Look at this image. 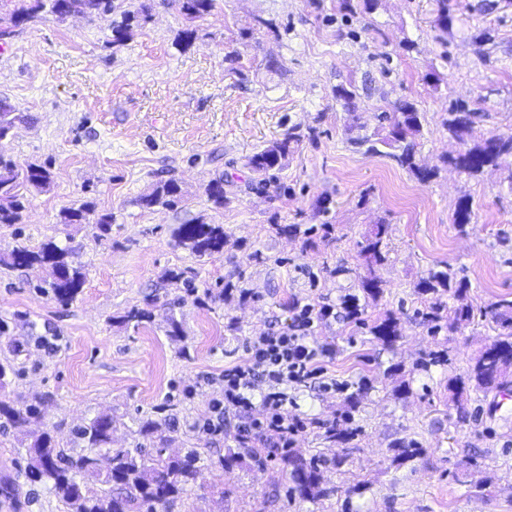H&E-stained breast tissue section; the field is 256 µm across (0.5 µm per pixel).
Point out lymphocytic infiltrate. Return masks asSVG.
Here are the masks:
<instances>
[{
  "instance_id": "f902f5d3",
  "label": "lymphocytic infiltrate",
  "mask_w": 512,
  "mask_h": 512,
  "mask_svg": "<svg viewBox=\"0 0 512 512\" xmlns=\"http://www.w3.org/2000/svg\"><path fill=\"white\" fill-rule=\"evenodd\" d=\"M314 305H304L293 323L286 327L251 337L246 366L235 365L224 371V397L213 400L211 416L203 431L210 436L224 433V415L248 414L256 384H263V416L241 429L242 442L257 443L264 448H285L308 429L302 419L289 414L288 389L307 386L325 377L330 346L312 336Z\"/></svg>"
}]
</instances>
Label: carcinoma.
<instances>
[{
  "instance_id": "cac0c4a2",
  "label": "carcinoma",
  "mask_w": 512,
  "mask_h": 512,
  "mask_svg": "<svg viewBox=\"0 0 512 512\" xmlns=\"http://www.w3.org/2000/svg\"><path fill=\"white\" fill-rule=\"evenodd\" d=\"M178 10L189 20L210 13L216 0H173ZM41 13H47L58 21L72 16H106L112 14V0H15L12 10L5 17L12 26H18ZM150 20V7L141 6L137 12H125L121 20L111 21L112 43L123 44L131 37L133 27ZM336 100L343 102L345 111L356 112V91L353 85H338L334 89ZM477 112L465 101L453 104L442 118V127L448 137L460 142L462 149L445 155L441 163L470 177H476L487 168H507L512 160V135L490 134L477 138L473 135L474 118ZM382 118L389 122L388 134L374 137L355 133L359 129L351 124L353 133L350 144L366 148V152L379 153L378 145L396 149L392 157L408 169L420 181L434 178L439 167H427L416 161L417 137L422 131L421 116L415 105L408 101L394 104L393 111L385 112ZM25 120L23 113L0 100V142L7 139L10 130L18 121ZM316 130L299 125L288 128L284 136L248 160L250 168L265 174L284 166L288 157L305 140L312 141ZM54 180L50 168L29 163L20 166L0 148V224L14 225L22 221L26 208V191L45 190ZM207 197L216 206L227 202L224 196V180L216 179L206 189ZM185 193L174 179L159 183L140 196L139 204L145 208H174L183 201ZM92 207L83 203L61 213L63 224H85ZM472 210L466 197L458 201L454 223L463 230L471 223ZM178 245L191 251L200 259L212 258L224 251L229 238L222 224H208L202 220L180 224L173 230ZM388 224L380 220L360 244V257L364 274L358 278L361 295L347 294L341 298L344 317L364 326L369 335L385 348H392L402 338L398 317L387 312L377 319L366 322L365 308L378 301L384 294V281L377 271L388 260ZM0 265L28 270L45 269L49 278L38 285L44 292L58 301L69 303L80 293L86 279L81 265L71 260V252L49 241L34 250L26 245H17L0 252ZM469 283L457 278L456 273L431 271L416 285L417 293L425 296L424 309L417 312L428 332L436 336L445 331L452 336L469 324L474 316L473 308L466 302ZM452 294L457 304L448 307L443 297ZM490 316L498 331L497 338L472 359L465 375L448 379L450 400L459 407V420L466 418L462 403L469 398L480 399L491 391L490 381L504 367L512 363V300L501 299L490 304L484 312ZM153 318L150 303L135 304L117 317V323L137 328ZM166 336L174 342L185 340L184 328L174 314L166 320ZM8 324L0 321V337H5V346L10 356L0 359V391L6 390L12 377L19 374L16 359L22 353V344L7 336ZM45 416L44 402L33 401L17 408L7 400L0 399V419L30 438L25 448L27 456L26 478L49 487L57 496L65 512H170L175 502L201 485L203 471L220 469L226 473L252 461L249 469L264 470L266 459L253 453L233 448L224 453H211L210 449L196 441L176 455L166 453V448L175 442L174 425L167 418L156 419L150 415L142 418L138 437L130 448H114L109 439L113 419L99 415L76 426L71 434L80 451L65 450L58 446L47 431L35 432L29 427L42 422ZM357 430L336 423L326 428L323 439L332 445L348 444L354 440ZM392 464L400 466L422 451L416 441L401 442L393 446ZM284 467L289 471L292 486L288 492L302 501L313 502L326 497L336 488L322 486L320 466L342 464V459L330 460L320 456L306 459L290 450L281 455Z\"/></svg>"
}]
</instances>
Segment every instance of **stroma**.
Instances as JSON below:
<instances>
[{"label": "stroma", "instance_id": "35a3bbf8", "mask_svg": "<svg viewBox=\"0 0 512 512\" xmlns=\"http://www.w3.org/2000/svg\"><path fill=\"white\" fill-rule=\"evenodd\" d=\"M151 4V20L122 45L110 23ZM107 16L63 21L41 14L19 27L0 25V99L25 114L1 146L19 164L55 175L32 192L20 224L0 225V251L48 241L74 250L84 266L77 298L62 304L39 291L37 272L0 268V320L26 345L23 368L6 393L16 405L45 400V427L60 447L69 429L100 415L114 419L113 447L131 446L144 415L174 418L183 447L210 415L226 367L244 364L250 337L289 325L304 304L330 307L313 334L333 351L329 371L345 390H291L290 414L309 428L294 448L303 456L340 457L323 468L336 486L330 498L291 499L280 459L263 473L238 468L205 472L204 488L171 512H512V382L469 401L458 423L448 379L464 373L496 337L480 310L512 299V177L501 169L470 177L439 167L456 150L441 127L455 101L479 102L475 136L512 134V0H451L453 27L437 25L435 0H379L349 16L338 0H217L190 21L166 0H112ZM194 33L190 46L176 40ZM487 31L492 41H475ZM353 84L356 111L334 97ZM406 99L422 115V165L438 166L421 182L387 154L365 155L348 142L351 123L386 132L380 118ZM294 125L317 131L282 169L259 179L247 159ZM178 179L187 192L174 209L141 208L152 186ZM223 180L224 207L205 189ZM472 204L466 230L454 222L461 197ZM328 198L318 210L319 198ZM92 203L112 213L110 233L94 224H62L69 207ZM200 218L223 225L231 244L198 260L172 230ZM390 227L389 260L378 271L385 292L365 319L392 311L403 337L395 348L370 343L365 328L345 319L340 299L360 274L359 244L378 221ZM332 225L330 235L278 233V226ZM450 266L470 283L477 310L455 335H429L416 312L415 285L429 270ZM171 269L193 270L196 290L170 284ZM253 299H223L225 284ZM153 300L154 318L133 330L117 318ZM176 311L184 343L165 332ZM449 363L418 372L428 351ZM409 372L411 391H392L389 370ZM362 391L350 412L357 435L336 447L324 428L346 412L347 394ZM22 435L0 426V480L15 481L16 499L0 496V512H61L45 487L25 477ZM415 440L423 452L392 465V447ZM360 493L351 488L358 482Z\"/></svg>", "mask_w": 512, "mask_h": 512}]
</instances>
